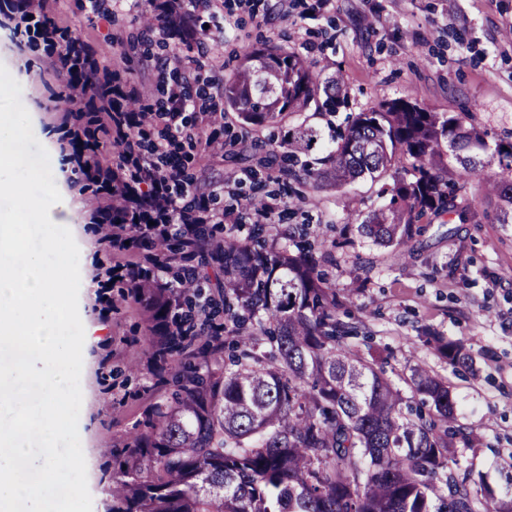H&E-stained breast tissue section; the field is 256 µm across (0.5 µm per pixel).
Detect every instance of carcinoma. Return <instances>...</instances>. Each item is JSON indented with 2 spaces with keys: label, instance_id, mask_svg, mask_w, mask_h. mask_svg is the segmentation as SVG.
Segmentation results:
<instances>
[{
  "label": "carcinoma",
  "instance_id": "obj_1",
  "mask_svg": "<svg viewBox=\"0 0 512 512\" xmlns=\"http://www.w3.org/2000/svg\"><path fill=\"white\" fill-rule=\"evenodd\" d=\"M224 111L245 131L288 114L344 103L341 75L324 79L294 51L252 47L224 81ZM280 157L315 183L336 186L392 172L387 202L359 224L373 241L403 247L426 216L479 224L471 181L497 166L488 193L497 220L512 224V141L488 152L485 134L403 99L359 112L326 143L305 119L288 129ZM326 155L310 162L311 152ZM453 157L455 164L448 163ZM262 228L224 239V266L206 280L205 319L222 333L168 331L172 308L154 288H132L145 342L163 343L167 372L131 440L112 455L107 512H512L461 464L458 445L481 436L459 423L448 384L417 364L411 399L347 340L365 329L337 315L336 293L296 239V252L262 245ZM423 343L448 366L472 357L455 340Z\"/></svg>",
  "mask_w": 512,
  "mask_h": 512
}]
</instances>
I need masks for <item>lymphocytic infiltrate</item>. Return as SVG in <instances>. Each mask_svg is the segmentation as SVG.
I'll return each instance as SVG.
<instances>
[{
	"label": "lymphocytic infiltrate",
	"mask_w": 512,
	"mask_h": 512,
	"mask_svg": "<svg viewBox=\"0 0 512 512\" xmlns=\"http://www.w3.org/2000/svg\"><path fill=\"white\" fill-rule=\"evenodd\" d=\"M126 2L132 11L150 7L160 36L185 45L164 60L169 75L156 99L129 77L130 60L123 54L119 69L98 73L94 43L60 21L58 0H0L16 38L50 65L62 87L60 147L71 165L69 179L85 202V223L97 227L112 256L111 262H96L92 277L107 323L112 288L147 281L178 306L181 289L194 280L206 228L277 224L286 208L277 194L258 207L246 206L243 187L256 180L251 173L233 177L229 193L220 183L198 184L207 160L224 148V113L211 92L212 80L187 49L234 26L222 0ZM158 242L175 244L180 276L170 277L157 263H140L138 250Z\"/></svg>",
	"instance_id": "f902f5d3"
}]
</instances>
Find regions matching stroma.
Masks as SVG:
<instances>
[{"label": "stroma", "mask_w": 512, "mask_h": 512, "mask_svg": "<svg viewBox=\"0 0 512 512\" xmlns=\"http://www.w3.org/2000/svg\"><path fill=\"white\" fill-rule=\"evenodd\" d=\"M277 5L254 0L252 11L237 13L235 28L206 40L200 54L217 80L233 72L246 48H283L299 53L315 72L344 79V107L307 114L325 134L344 128L352 114L402 98L475 124L488 143L512 141V0H291L284 14ZM59 12L73 32L96 41L102 68L118 60L106 38L109 27L130 38L149 28L141 13L120 12L106 24L79 11L75 0H60ZM0 64L17 70L34 135L48 151L60 186H67L54 130L64 105L52 70L21 52L2 25ZM297 121L286 116L225 146L223 161L208 165L207 175L219 179L248 171L266 192L287 196L281 223L264 227L266 244L287 247L291 227L306 232L327 285L339 296L341 316L367 327L368 339L352 340V348L382 363L396 385L421 362L447 381L461 423L486 439L465 451V459L504 494L499 468L512 462V224L497 223L485 196L492 169L472 186L481 223L422 224L412 255L403 256L357 231L380 204L379 186L370 178L316 188L279 167H263L267 150L280 145ZM89 324L94 342L83 413L94 426L85 437L87 483L93 512H105L100 491L112 473L110 451L123 447L133 432L155 376L135 305L121 304L111 324L95 314ZM425 335L461 341L472 368L453 371L423 346Z\"/></svg>", "instance_id": "stroma-1"}]
</instances>
